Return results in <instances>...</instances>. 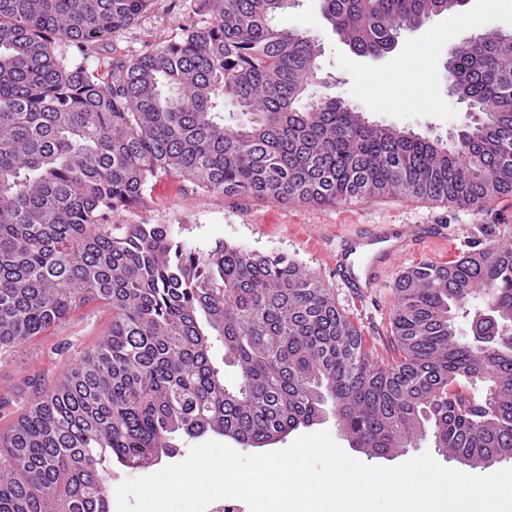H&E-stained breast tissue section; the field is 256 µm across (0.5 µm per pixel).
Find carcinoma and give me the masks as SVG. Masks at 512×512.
Instances as JSON below:
<instances>
[{
  "label": "carcinoma",
  "instance_id": "obj_1",
  "mask_svg": "<svg viewBox=\"0 0 512 512\" xmlns=\"http://www.w3.org/2000/svg\"><path fill=\"white\" fill-rule=\"evenodd\" d=\"M154 0H0V345L99 301L112 325L0 431V512H110L112 467H144L208 432L259 448L332 408L351 447L396 454L426 435L473 466L512 457V245L397 281V355L378 361L312 272L172 224H111L153 179L206 194L336 205L394 195L483 208L512 192V39L465 40L448 83L482 114L448 146L304 102L320 48L280 28L284 0H200L213 22L104 72L96 46ZM453 0H322L362 56ZM69 44L67 54L60 45ZM230 102L247 120L226 121ZM480 295L495 322L462 342ZM238 368L230 387L212 359Z\"/></svg>",
  "mask_w": 512,
  "mask_h": 512
}]
</instances>
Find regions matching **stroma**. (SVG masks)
<instances>
[{
	"label": "stroma",
	"instance_id": "35a3bbf8",
	"mask_svg": "<svg viewBox=\"0 0 512 512\" xmlns=\"http://www.w3.org/2000/svg\"><path fill=\"white\" fill-rule=\"evenodd\" d=\"M194 8L193 0H155L136 24L94 51L91 66L108 69L115 61L179 40L189 21L210 22V15L195 14ZM276 22L320 45L322 82L311 88L313 96L340 98L370 122L443 143L474 119L467 104L448 91L447 63L462 36L449 28L447 15L430 17L420 29L402 32L395 49L377 60L350 50L324 19L320 0H293ZM112 221L178 224L183 237L200 248L222 241L297 261L334 291L337 304L367 345L385 359L393 351L391 322L399 277L421 263L445 264L475 248L512 244V193L475 211L399 196L323 206L205 194L191 181L164 176L150 183L142 203L113 213ZM370 224H440L448 236L401 259L373 296L356 298L337 278L332 261L340 235ZM111 322V309L92 301L43 335L0 346V429L10 426L31 398L29 378L54 383L68 364L97 344Z\"/></svg>",
	"mask_w": 512,
	"mask_h": 512
}]
</instances>
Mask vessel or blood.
<instances>
[{
  "instance_id": "1",
  "label": "vessel or blood",
  "mask_w": 512,
  "mask_h": 512,
  "mask_svg": "<svg viewBox=\"0 0 512 512\" xmlns=\"http://www.w3.org/2000/svg\"><path fill=\"white\" fill-rule=\"evenodd\" d=\"M446 237L443 226L437 224L376 225L373 231L343 238L336 256V275L355 295L368 297L398 257Z\"/></svg>"
}]
</instances>
